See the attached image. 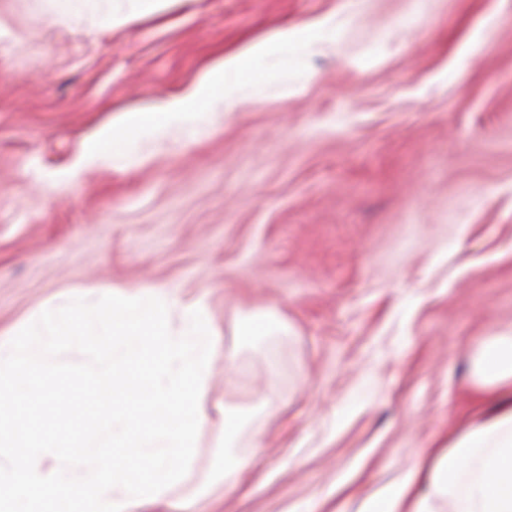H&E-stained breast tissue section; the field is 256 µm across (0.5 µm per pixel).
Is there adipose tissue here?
Instances as JSON below:
<instances>
[{
    "instance_id": "obj_1",
    "label": "adipose tissue",
    "mask_w": 512,
    "mask_h": 512,
    "mask_svg": "<svg viewBox=\"0 0 512 512\" xmlns=\"http://www.w3.org/2000/svg\"><path fill=\"white\" fill-rule=\"evenodd\" d=\"M50 22L101 18L104 0H47ZM479 365L492 385L512 384V338L483 341ZM358 512H512V404L455 437L426 478L379 489Z\"/></svg>"
}]
</instances>
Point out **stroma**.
Listing matches in <instances>:
<instances>
[{
	"mask_svg": "<svg viewBox=\"0 0 512 512\" xmlns=\"http://www.w3.org/2000/svg\"><path fill=\"white\" fill-rule=\"evenodd\" d=\"M0 0V330L68 289L207 292L217 367L185 512H357L491 407L512 336V0H168L72 29ZM334 18L301 90L139 162H76L225 54ZM277 315L269 342L240 335ZM276 354L277 374L268 370ZM361 401H354L355 393ZM247 417L215 480L222 413ZM479 365L489 384H512V338L484 340L479 350Z\"/></svg>",
	"mask_w": 512,
	"mask_h": 512,
	"instance_id": "1",
	"label": "stroma"
}]
</instances>
